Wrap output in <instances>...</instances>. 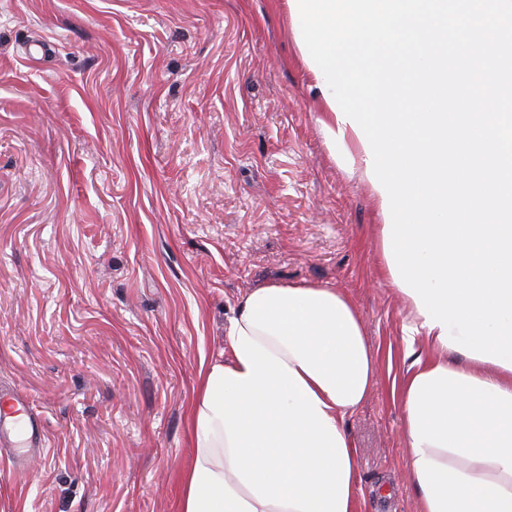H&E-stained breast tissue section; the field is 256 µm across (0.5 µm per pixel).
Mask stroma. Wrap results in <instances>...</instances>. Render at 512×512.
<instances>
[{"label": "stroma", "mask_w": 512, "mask_h": 512, "mask_svg": "<svg viewBox=\"0 0 512 512\" xmlns=\"http://www.w3.org/2000/svg\"><path fill=\"white\" fill-rule=\"evenodd\" d=\"M323 117L284 0H0V388L42 428L0 453V512H176L200 360L249 290L310 284L376 359L346 419L367 512H417L395 390L428 348Z\"/></svg>", "instance_id": "stroma-1"}]
</instances>
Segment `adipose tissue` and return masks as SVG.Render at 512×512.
<instances>
[{
  "mask_svg": "<svg viewBox=\"0 0 512 512\" xmlns=\"http://www.w3.org/2000/svg\"><path fill=\"white\" fill-rule=\"evenodd\" d=\"M322 129L334 157L365 168L360 139L332 109ZM410 332L429 344L400 392L418 512H512V371L459 366L422 314ZM226 340L229 360L201 363L185 409L193 458L178 512H364L345 421L376 364L352 301L324 286L259 287Z\"/></svg>",
  "mask_w": 512,
  "mask_h": 512,
  "instance_id": "adipose-tissue-1",
  "label": "adipose tissue"
}]
</instances>
